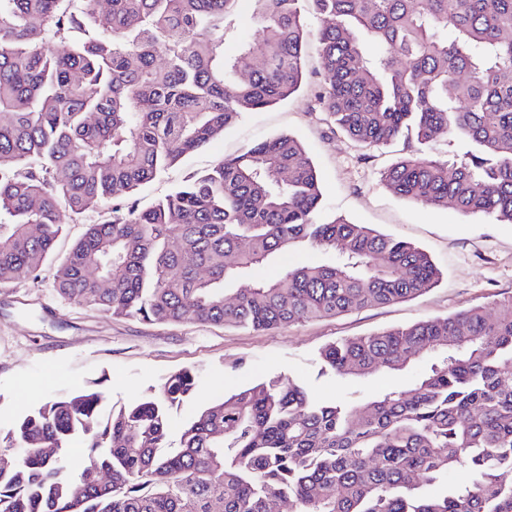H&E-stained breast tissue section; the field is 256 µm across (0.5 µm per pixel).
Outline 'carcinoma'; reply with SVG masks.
Wrapping results in <instances>:
<instances>
[{"instance_id": "obj_1", "label": "carcinoma", "mask_w": 512, "mask_h": 512, "mask_svg": "<svg viewBox=\"0 0 512 512\" xmlns=\"http://www.w3.org/2000/svg\"><path fill=\"white\" fill-rule=\"evenodd\" d=\"M256 37L232 57L241 0H0V285L55 266L69 303L114 317L255 332L416 298L440 270L415 244L343 217L304 145L275 135L151 207L131 197L304 79L317 16L321 109L360 146L416 148L381 171L424 207L512 224V0H249ZM468 150L441 158L435 143ZM112 205L62 257L63 214ZM312 249L322 263L273 267ZM240 283L231 299L224 285ZM339 378L426 366L403 387L322 401L269 376L206 405L171 447L198 373L173 372L100 416L98 385L0 429V512H512V297L326 344ZM80 443L82 457H70ZM464 467L469 479L448 483Z\"/></svg>"}]
</instances>
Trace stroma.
I'll list each match as a JSON object with an SVG mask.
<instances>
[{"instance_id":"stroma-1","label":"stroma","mask_w":512,"mask_h":512,"mask_svg":"<svg viewBox=\"0 0 512 512\" xmlns=\"http://www.w3.org/2000/svg\"><path fill=\"white\" fill-rule=\"evenodd\" d=\"M322 77L310 49L306 85L297 95L246 115L223 136L161 174L135 195L146 208L192 174L270 136L287 133L306 148L318 172V220L342 216L391 237L415 243L441 272L427 293L387 306L255 332L201 325L193 320L157 324L115 318L71 305L53 288V266L0 286V427L62 392L103 379L112 407L139 400L174 371L194 367V398L172 413L173 429L200 406L257 380L281 375L304 382L318 397H359L409 382L410 373L339 379L323 372L320 349L341 338L443 318L473 305L496 312L512 296V224L489 215H465L454 206L425 208L396 196L380 173L409 152L407 141L360 147L331 125L317 101Z\"/></svg>"}]
</instances>
